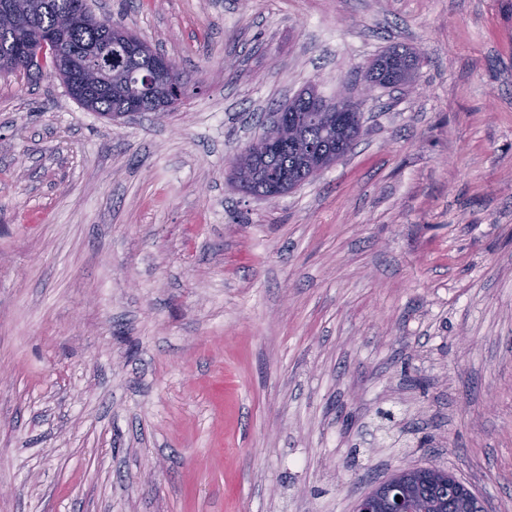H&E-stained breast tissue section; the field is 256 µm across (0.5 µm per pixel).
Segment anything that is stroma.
Here are the masks:
<instances>
[{
	"label": "stroma",
	"mask_w": 512,
	"mask_h": 512,
	"mask_svg": "<svg viewBox=\"0 0 512 512\" xmlns=\"http://www.w3.org/2000/svg\"><path fill=\"white\" fill-rule=\"evenodd\" d=\"M88 4L197 92L113 120L0 72V512H352L432 464L512 512V0ZM394 44L348 156L226 180ZM416 53L409 48L393 46L388 48L368 66L366 71L367 83L363 86L362 94L369 96L373 92V82L376 81L379 86L391 87L394 80L408 83L407 79L395 77L398 73H405L409 79L413 77ZM372 80V81H371ZM290 125V116L288 112H275L273 113V120L271 127L264 138L260 142L249 145L242 152L244 155L250 153L252 146L259 148L263 151H278L288 146V140L282 137L280 132L286 129Z\"/></svg>",
	"instance_id": "1"
}]
</instances>
